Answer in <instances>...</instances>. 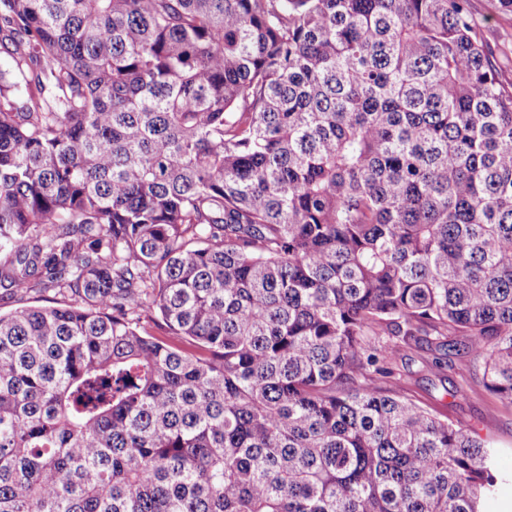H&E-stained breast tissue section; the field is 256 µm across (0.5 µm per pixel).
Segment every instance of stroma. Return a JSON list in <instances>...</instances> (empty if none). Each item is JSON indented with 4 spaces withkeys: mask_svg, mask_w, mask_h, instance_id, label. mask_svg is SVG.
<instances>
[{
    "mask_svg": "<svg viewBox=\"0 0 512 512\" xmlns=\"http://www.w3.org/2000/svg\"><path fill=\"white\" fill-rule=\"evenodd\" d=\"M470 9L500 79L512 83V12L501 10L497 0H470ZM436 355L431 345L403 348L393 364V376L382 385L431 406L440 418L489 441L499 470L509 475L490 512H512V406L484 387L478 363L458 356L452 367H439Z\"/></svg>",
    "mask_w": 512,
    "mask_h": 512,
    "instance_id": "obj_1",
    "label": "stroma"
}]
</instances>
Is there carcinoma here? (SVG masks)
<instances>
[{"instance_id": "carcinoma-1", "label": "carcinoma", "mask_w": 512, "mask_h": 512, "mask_svg": "<svg viewBox=\"0 0 512 512\" xmlns=\"http://www.w3.org/2000/svg\"><path fill=\"white\" fill-rule=\"evenodd\" d=\"M477 29L0 0V288L67 297L0 313V512H484L491 447L378 385L425 340L512 405V85Z\"/></svg>"}]
</instances>
